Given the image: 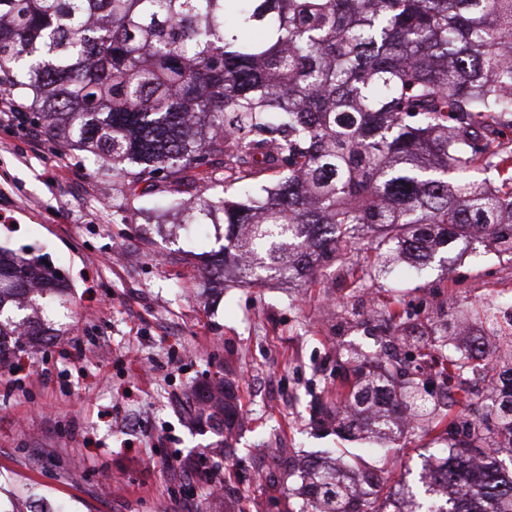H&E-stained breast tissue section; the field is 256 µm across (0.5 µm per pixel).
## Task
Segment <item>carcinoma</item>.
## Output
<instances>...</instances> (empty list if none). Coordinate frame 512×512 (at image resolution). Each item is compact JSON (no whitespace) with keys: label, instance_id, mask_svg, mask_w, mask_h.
<instances>
[{"label":"carcinoma","instance_id":"carcinoma-1","mask_svg":"<svg viewBox=\"0 0 512 512\" xmlns=\"http://www.w3.org/2000/svg\"><path fill=\"white\" fill-rule=\"evenodd\" d=\"M1 97L57 149L107 161L133 194L165 172V211L197 197L183 223L221 217L204 286L299 278L319 255L345 262L369 232L374 251L401 250L416 271L478 237L512 254V140L500 139L512 130V0H0ZM212 155L227 172L217 198L190 175ZM68 293L43 256L0 246V368L62 333L45 314ZM498 313L487 302L481 344L448 358L464 401L473 376L501 387L483 417L451 418L390 372L342 398L351 429L391 430L386 415L364 417L373 396L426 433L446 425L448 451L423 465L445 500L427 512H512V470L490 452L467 466L512 436V358L486 356ZM400 327L425 356L430 338ZM191 407L220 434L239 419L221 380L195 389ZM279 465L297 477L289 512H390L357 458L351 484L335 468Z\"/></svg>","mask_w":512,"mask_h":512}]
</instances>
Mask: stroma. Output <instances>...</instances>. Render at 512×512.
<instances>
[{
	"instance_id": "1",
	"label": "stroma",
	"mask_w": 512,
	"mask_h": 512,
	"mask_svg": "<svg viewBox=\"0 0 512 512\" xmlns=\"http://www.w3.org/2000/svg\"><path fill=\"white\" fill-rule=\"evenodd\" d=\"M105 167L0 112V242L42 248L74 294L57 313L67 334L0 372L22 383L0 388V473L51 512H288V479L260 449L340 465L352 453L412 512L423 457L446 441L403 424L382 439L343 436L314 407L335 401L353 352H382L395 333L387 313L420 306L406 322L427 331L457 304L512 298V254L477 241L418 273L388 258L379 274L364 239L349 273L329 262L301 279L203 292L195 256L222 245L214 225L202 236L158 225L159 195L130 196ZM217 373L241 406L228 443L186 403Z\"/></svg>"
}]
</instances>
